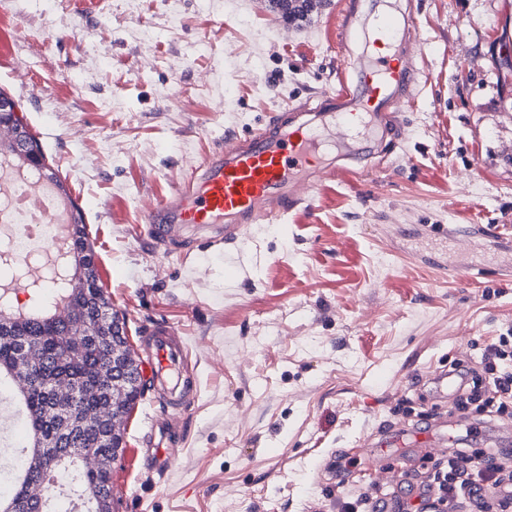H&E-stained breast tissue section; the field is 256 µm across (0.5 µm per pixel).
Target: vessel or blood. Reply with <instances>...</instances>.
Instances as JSON below:
<instances>
[{
	"instance_id": "obj_1",
	"label": "vessel or blood",
	"mask_w": 512,
	"mask_h": 512,
	"mask_svg": "<svg viewBox=\"0 0 512 512\" xmlns=\"http://www.w3.org/2000/svg\"><path fill=\"white\" fill-rule=\"evenodd\" d=\"M353 38L363 51L352 63L351 78H340L313 108L273 113L262 132L226 138L193 176L157 203L147 217L156 244L183 250L184 232H204V245L237 246L251 225L273 224L310 206L318 181L341 175L355 162L385 148L395 134L394 107L416 97L423 80L405 59L415 33L414 17L399 11L395 0H372L361 11L352 0ZM142 349L153 366V380L164 395V422L152 427L159 440L147 461L166 469L172 458L164 444L175 434L174 422L186 406L184 392L169 388L188 365V351L173 327L146 328ZM444 428L392 433L389 446L400 448L445 438Z\"/></svg>"
}]
</instances>
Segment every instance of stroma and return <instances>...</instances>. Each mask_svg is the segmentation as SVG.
Returning <instances> with one entry per match:
<instances>
[{"mask_svg": "<svg viewBox=\"0 0 512 512\" xmlns=\"http://www.w3.org/2000/svg\"><path fill=\"white\" fill-rule=\"evenodd\" d=\"M348 5L291 23L270 0H0L16 30L0 91L82 210L134 353L155 321L192 351L172 463H144L150 391L124 425L112 512H336L337 482L380 495L398 480L347 448L438 412L457 428L448 452L512 449V419L418 392L512 328V0H412L421 92L397 104L387 156L323 178L311 209L253 225L237 252L184 258L145 232L225 137L337 85Z\"/></svg>", "mask_w": 512, "mask_h": 512, "instance_id": "1", "label": "stroma"}]
</instances>
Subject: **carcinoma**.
Wrapping results in <instances>:
<instances>
[{"mask_svg":"<svg viewBox=\"0 0 512 512\" xmlns=\"http://www.w3.org/2000/svg\"><path fill=\"white\" fill-rule=\"evenodd\" d=\"M284 18L302 17L309 11L307 0L302 4H285L283 0H272ZM8 141L0 140V159L21 164L30 150L40 148L36 138L24 130L18 135L7 133ZM72 240L70 256L65 259L70 278L62 277L40 283L39 291L51 296L45 309L27 312L15 318H5L3 313L12 312L8 306L0 308V379L13 376L20 351L24 343L38 347L43 360L64 374L68 381L84 391L79 399H67L62 404V413H55L57 402L51 392L41 385L19 391V399L27 417L31 443L35 451L22 449L21 463L13 472L8 497L0 495V508L12 507L13 512H29L32 497L38 495V470L43 465L39 448L45 442L67 447L70 434L65 432L64 417L75 414L92 415L97 405L106 398L107 390L98 385L99 364L109 358L108 347L94 342L99 325L107 321V314L99 308V288L96 286L94 269L88 267L86 251L91 249L82 210L70 204ZM74 337L72 349L58 346L57 338ZM79 449L96 456L118 458L122 440L90 424L78 431ZM57 484L67 485L73 494L84 497L85 512L94 510V494L104 492L112 495V470L86 469L78 464V457L69 456L57 464Z\"/></svg>","mask_w":512,"mask_h":512,"instance_id":"obj_1","label":"carcinoma"}]
</instances>
